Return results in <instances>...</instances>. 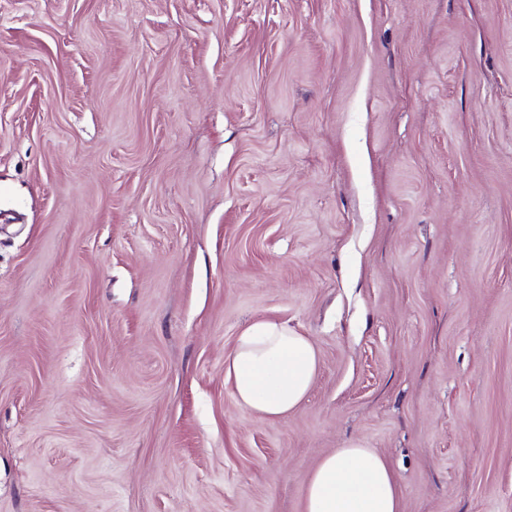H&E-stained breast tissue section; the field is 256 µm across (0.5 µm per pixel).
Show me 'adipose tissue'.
Masks as SVG:
<instances>
[{
	"instance_id": "ef3b65f1",
	"label": "adipose tissue",
	"mask_w": 512,
	"mask_h": 512,
	"mask_svg": "<svg viewBox=\"0 0 512 512\" xmlns=\"http://www.w3.org/2000/svg\"><path fill=\"white\" fill-rule=\"evenodd\" d=\"M317 351L307 336L258 319L236 339L224 361L239 406L274 421L298 407L317 374ZM398 480L383 457L352 443L325 455L306 484L303 512H400Z\"/></svg>"
}]
</instances>
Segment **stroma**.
Instances as JSON below:
<instances>
[{
  "instance_id": "obj_1",
  "label": "stroma",
  "mask_w": 512,
  "mask_h": 512,
  "mask_svg": "<svg viewBox=\"0 0 512 512\" xmlns=\"http://www.w3.org/2000/svg\"><path fill=\"white\" fill-rule=\"evenodd\" d=\"M350 441L512 512V0H0V512H303ZM317 351L307 336L266 319H257L236 339L224 361L239 406L274 421L298 407L317 374Z\"/></svg>"
}]
</instances>
